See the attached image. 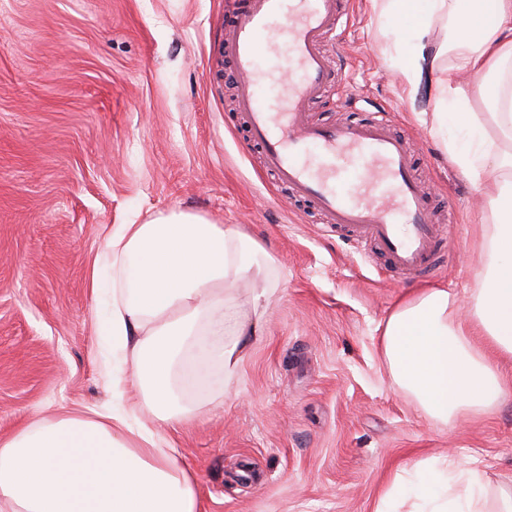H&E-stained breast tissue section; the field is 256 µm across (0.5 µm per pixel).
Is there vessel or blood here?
Masks as SVG:
<instances>
[{"label":"vessel or blood","mask_w":512,"mask_h":512,"mask_svg":"<svg viewBox=\"0 0 512 512\" xmlns=\"http://www.w3.org/2000/svg\"><path fill=\"white\" fill-rule=\"evenodd\" d=\"M344 16L343 0H238L224 34L236 107L266 168L313 203L327 231L368 239L397 271L424 276L439 258L442 227L408 138L383 112L364 123L309 115L313 101L335 88L326 45Z\"/></svg>","instance_id":"vessel-or-blood-1"}]
</instances>
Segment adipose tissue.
Returning a JSON list of instances; mask_svg holds the SVG:
<instances>
[{"label":"adipose tissue","instance_id":"adipose-tissue-1","mask_svg":"<svg viewBox=\"0 0 512 512\" xmlns=\"http://www.w3.org/2000/svg\"><path fill=\"white\" fill-rule=\"evenodd\" d=\"M393 36L389 65L408 91L445 55L434 112L420 121L474 186L492 187L478 288L459 309L444 288L400 303L381 330L394 383L444 423L493 412L512 396L500 371L512 358V0H369ZM446 21L437 39L438 21ZM485 111L476 113L474 101ZM270 256L239 229L187 210L113 228L89 273L107 308L111 343L102 375L112 405L98 418H42L0 439V512H202L198 483L137 421L126 385L141 387L153 417L180 425L200 405L178 373L191 351L225 379L239 372L260 332ZM260 284L251 313L230 306L226 288ZM416 512H512V492L490 491L479 471L453 457L418 463L406 483Z\"/></svg>","mask_w":512,"mask_h":512}]
</instances>
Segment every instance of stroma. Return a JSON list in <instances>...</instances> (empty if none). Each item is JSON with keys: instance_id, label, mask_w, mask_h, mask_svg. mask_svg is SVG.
<instances>
[{"instance_id": "stroma-1", "label": "stroma", "mask_w": 512, "mask_h": 512, "mask_svg": "<svg viewBox=\"0 0 512 512\" xmlns=\"http://www.w3.org/2000/svg\"><path fill=\"white\" fill-rule=\"evenodd\" d=\"M330 122L389 113L407 135L451 254L428 277L387 269L370 244L325 231L247 145L217 46L232 0H0V438L112 401L88 268L113 225L173 208L239 227L278 288L237 377L201 375L215 401L161 426L197 477L203 512H375L395 476L452 453L512 489V397L445 424L397 392L380 325L417 291L466 304L478 286L479 191L417 119L447 62L407 94L369 0H346Z\"/></svg>"}]
</instances>
